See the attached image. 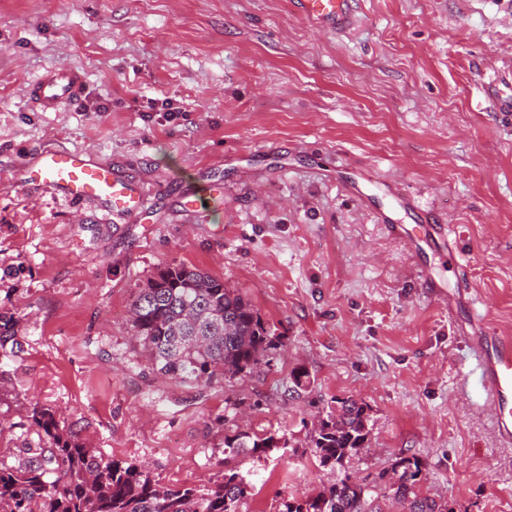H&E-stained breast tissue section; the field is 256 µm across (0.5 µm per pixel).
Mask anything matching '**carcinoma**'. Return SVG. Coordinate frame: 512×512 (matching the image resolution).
Segmentation results:
<instances>
[{
  "mask_svg": "<svg viewBox=\"0 0 512 512\" xmlns=\"http://www.w3.org/2000/svg\"><path fill=\"white\" fill-rule=\"evenodd\" d=\"M134 336L158 374L182 383L232 379L270 364L277 348L252 304L195 266L161 267L139 287L132 302ZM14 315L0 313V353L21 351ZM38 436L17 449L12 465H0V512H245L251 482L237 469L209 486L170 487L144 467L106 459L63 431L53 413L34 406L27 416ZM368 406L352 398L318 420L311 452L338 477L311 497L288 496L279 512H389L398 503L408 512H447L423 493L425 464L401 454L390 465L364 475L353 469L369 448ZM274 436L236 431L224 449L237 455L265 454Z\"/></svg>",
  "mask_w": 512,
  "mask_h": 512,
  "instance_id": "carcinoma-1",
  "label": "carcinoma"
}]
</instances>
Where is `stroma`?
<instances>
[{
	"mask_svg": "<svg viewBox=\"0 0 512 512\" xmlns=\"http://www.w3.org/2000/svg\"><path fill=\"white\" fill-rule=\"evenodd\" d=\"M353 7L333 32L292 0H0V312L23 345L0 356V463L39 405L166 486L236 467L254 486L248 512H278L331 481L309 437L350 396L371 415L360 469L414 454L449 512H512V447L496 442L459 333L476 313L512 336V0ZM52 68L85 86L46 111L25 88ZM48 147L109 167L139 214L24 182ZM391 182L413 210H397ZM206 188L202 217L191 194ZM421 208L458 231L473 307L436 301L376 220L413 224ZM168 264L246 297L280 338L271 364L192 386L152 371L129 311ZM240 430L288 445L226 458Z\"/></svg>",
	"mask_w": 512,
	"mask_h": 512,
	"instance_id": "35a3bbf8",
	"label": "stroma"
}]
</instances>
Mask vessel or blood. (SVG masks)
<instances>
[{"label": "vessel or blood", "mask_w": 512, "mask_h": 512, "mask_svg": "<svg viewBox=\"0 0 512 512\" xmlns=\"http://www.w3.org/2000/svg\"><path fill=\"white\" fill-rule=\"evenodd\" d=\"M353 0H294L296 11L320 27L345 30L353 22ZM84 79L74 70H49L26 89L27 96L44 109L77 99ZM29 178L41 186L58 191L74 200L103 197L114 208L136 212L140 199L133 189L113 178L111 172L92 161L87 154L65 149L42 151ZM387 232L405 240L412 252L434 246L454 254L456 245L450 227L422 215L420 223L390 224ZM465 340L478 355L479 385L488 404L496 430L497 442L512 445V337L490 334L479 318H472Z\"/></svg>", "instance_id": "obj_1"}]
</instances>
